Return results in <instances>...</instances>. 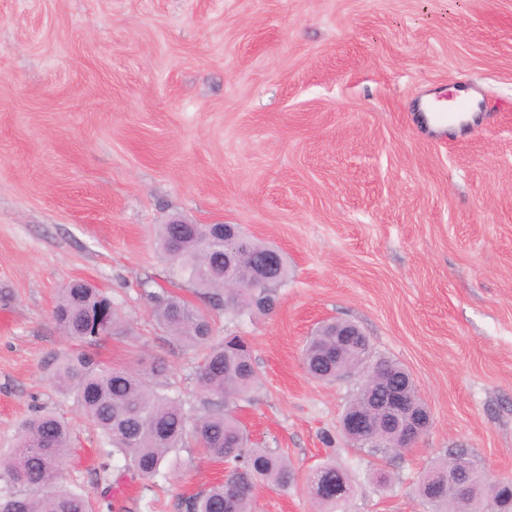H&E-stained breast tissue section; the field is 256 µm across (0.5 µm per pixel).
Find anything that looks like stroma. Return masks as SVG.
<instances>
[{
  "mask_svg": "<svg viewBox=\"0 0 512 512\" xmlns=\"http://www.w3.org/2000/svg\"><path fill=\"white\" fill-rule=\"evenodd\" d=\"M463 91L474 122L428 129L422 103ZM175 216L288 257L273 311H212L257 373L241 423L301 477L259 488L254 512H316L302 477L329 457L353 485L345 512H429L417 477L453 448L512 478V0H0V451L35 408L62 417L63 483L92 512H185L224 477L192 441L178 472L114 468L49 381L68 348L57 292L83 279L129 330L89 353L144 374L163 362L153 385L205 413L197 358L146 297L201 302L159 247ZM325 319L409 372L432 417L414 447L340 435L357 378L321 383L302 360Z\"/></svg>",
  "mask_w": 512,
  "mask_h": 512,
  "instance_id": "obj_1",
  "label": "stroma"
}]
</instances>
